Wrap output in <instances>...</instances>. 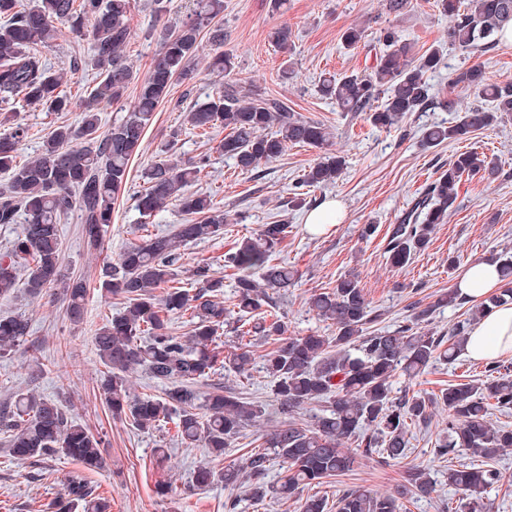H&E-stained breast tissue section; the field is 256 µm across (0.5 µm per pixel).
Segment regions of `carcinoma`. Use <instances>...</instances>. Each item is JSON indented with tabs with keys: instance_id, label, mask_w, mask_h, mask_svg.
<instances>
[{
	"instance_id": "1",
	"label": "carcinoma",
	"mask_w": 512,
	"mask_h": 512,
	"mask_svg": "<svg viewBox=\"0 0 512 512\" xmlns=\"http://www.w3.org/2000/svg\"><path fill=\"white\" fill-rule=\"evenodd\" d=\"M436 6L448 16V43L466 51L494 46L504 26L512 23V0H436ZM221 10L220 0H209L195 19L161 37L132 111L103 131L97 106L120 101L133 80L123 55L131 39V0H37L27 6L19 0H0V124L11 119L18 103L44 112H68L76 105L62 90L61 77L36 50L51 46L63 27L72 37L90 41L88 66L98 76L84 101L80 124L54 128L36 158L17 162L28 127L17 123L0 137V173L8 176L0 189V225L22 223L21 232L0 254V297L14 293L21 281L32 295L60 288L68 320L83 319L87 284L65 269L59 226L75 212L86 247L94 251L101 247L112 223V204L128 183L129 161L140 152L152 114L173 82L188 77L201 29ZM270 38L288 49L292 29L276 27ZM365 38V28L357 24L342 34L343 42L353 49L364 45ZM380 42L383 49L371 72L326 76L322 94L341 111L362 112L372 124L386 129L435 103L448 106L447 101L436 100L428 82V75L443 64L442 50L432 48L417 56L411 44L389 28L381 32ZM448 84L490 102L491 107H470L456 124L426 129L425 146L466 140L471 133L512 116V82L490 81L481 65L452 69ZM189 121L204 133L219 124L228 129L218 150L243 173L277 160L290 144L323 151L303 179L306 187L332 184L345 169L343 157L327 151L329 127L250 86L224 84L218 95L189 111ZM209 166L210 157L203 155L183 164L159 162L148 168L146 187L136 196L140 218L155 216L174 200L190 219L168 233L129 244L105 268L103 288L121 297L124 307L99 329L93 345L106 367L99 392L112 416L128 418L147 431L171 420L182 443L189 447L200 443L220 458L242 428L260 417L261 409L219 385L209 393L197 387L219 364L240 375L249 373L253 365L248 343H237L227 354L222 351L224 278L213 276L203 264L195 270L198 291L191 294L179 286V247L224 234V210L209 195L186 193ZM498 173L495 161L483 152L471 149L456 155L392 225L386 247L390 265L401 268L427 247L434 225L446 223L462 181L494 180ZM287 236L288 225L263 224L224 257L226 267L233 270V307L240 314L235 332L241 339L274 338V347L263 355V369L274 382L284 421L266 434L262 449L251 453L245 466L200 467L197 487L247 481L254 499L280 502L298 498L309 485L351 471L358 453L377 455L380 465L400 463L408 457L410 428L428 422L430 409L439 403L448 408V432L437 442V457L448 460L467 450L495 460L512 448V427H495L488 421L491 409L512 408V375L499 361L486 363L485 379L450 384L433 396L406 392L395 397L391 381L398 372L413 379L437 359L455 361L468 331L488 307L512 302L511 252L493 260L502 282L500 291L470 308V317L454 324L446 337L416 332L414 325L428 321L435 305L466 304L458 289L440 295L433 306L414 307L411 324L370 331L368 325L379 315L350 275L309 301L310 309L335 327V335L288 336L282 320L270 311L274 303L270 293L288 290L299 278L297 269L274 258ZM256 273L263 284L254 280ZM176 314L188 317L189 335L170 333V317ZM29 333L25 316L0 315V355L26 342ZM138 366L172 387L162 397L132 395L125 373ZM313 403L321 409L312 423L297 422L299 411ZM365 425L375 427L376 434L363 440L362 451L345 448L346 442L360 438ZM0 434L18 460L37 462L63 455L80 464L81 470L52 503L56 512H111L110 501L94 494L85 476L106 466L101 440L68 417L60 405L19 392L0 410ZM276 459L287 464V474L279 485L268 486L263 479ZM501 480L494 466L448 468V485L465 493L455 512H483L484 494ZM430 489L425 470L413 466L392 493L378 495L363 487L345 490L338 512H402L403 501Z\"/></svg>"
}]
</instances>
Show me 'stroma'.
<instances>
[{"label":"stroma","instance_id":"stroma-1","mask_svg":"<svg viewBox=\"0 0 512 512\" xmlns=\"http://www.w3.org/2000/svg\"><path fill=\"white\" fill-rule=\"evenodd\" d=\"M196 7L197 0H164L159 12L153 0H132L133 31L124 55L134 79L121 102L101 106L103 127H111L127 114L153 63L161 31L187 21ZM214 22L223 27L224 42L214 44L209 32H201L191 79L175 82L145 129L139 155L129 163V181L113 206L103 247L88 250L75 218L61 225L64 264L89 282L83 321L73 324L65 318L62 297L56 291L34 298L20 287L10 299L0 300V314L19 313L30 324L28 342L0 357V406L16 392L28 390L57 401L69 417L103 436L106 466L91 473L89 481L98 494L110 500L112 512H300L295 501L254 500L245 486L196 488L195 470L211 462L205 448L186 447L170 422L144 432L130 421L112 418L101 400L98 387L105 367L92 341L108 317L123 307L120 298L106 296L102 269L143 233L166 232L186 220L179 207L170 204L151 218L147 227H138L134 198L144 187L142 173L150 164L208 155V175L190 190L210 194L228 216L223 237L180 248L179 279L188 290L196 289L194 271L204 263L223 276L224 296L232 298L234 280L226 274L225 254L261 225L287 224L288 237L277 258L294 266L301 278L277 296L276 310L291 336L312 331L333 335V327L310 310L308 300L334 287L345 275H357L379 315V327L391 330L409 322L414 305L432 306L438 294L456 286L461 272L449 270V257H460L466 264L512 250V119L475 131L466 143L448 141L431 148L421 144L426 128L454 125L462 110L472 104L470 97L449 86V68L478 63L490 80L512 81V44L500 42L476 53L449 46L448 18L434 0H408L398 15L389 12L387 0H287L277 12L271 10L269 0H224V10ZM353 22L365 25L371 43L381 30L394 25L414 52L444 45L445 65L428 80L435 95L447 99V107L411 113L399 127L389 130L374 126L364 114L339 111L333 100L323 97L317 88L321 75L361 72L375 63L368 50L343 47L341 35ZM283 24L293 32L287 52L277 49L269 38L272 29ZM89 48L88 41L66 35L45 51L53 70L79 101L88 98L96 82L94 70L82 64ZM219 51L232 58L230 73L210 69L209 61ZM287 68L293 74L286 80L282 72ZM230 80L286 98L295 112L325 123L333 133L332 152L346 160L341 178L310 189L303 206L297 207L293 200L304 174L320 155L318 149L291 145L276 161L260 165L257 173L239 172L233 160L217 149L224 128L216 127L203 136L188 118L194 104L205 101ZM80 117L77 108L69 112L22 108L15 119L28 126L29 136L19 152V162L34 159L56 126L78 124ZM470 145L499 159V178L463 183L447 223L436 225L427 248L415 254L407 266L392 267L385 254L389 225ZM330 199L342 206L340 223L310 230L306 225L309 210ZM365 224L374 225L371 236H361L359 229ZM484 368L483 362L462 355L451 363L437 361L411 380L395 376L393 388L436 394L448 384L481 378ZM217 383L242 392L263 409L262 416L224 451L225 464L240 466L263 435L282 422L273 384L258 362L248 376L221 370L200 380L199 386L205 391ZM447 427V410L435 408L427 426L410 430V451L404 463L380 465L363 457L353 471L312 487L311 492L331 503L353 486L389 493L401 482L406 468L415 465L429 472L433 490L407 503L406 512H448L449 504L457 503L462 493L449 487L448 465L434 454ZM159 448L168 456L162 467L156 463ZM77 469L76 462L64 456L19 461L0 445V512H45L46 505L61 496L67 476ZM161 480L169 485L164 497L155 492Z\"/></svg>","mask_w":512,"mask_h":512}]
</instances>
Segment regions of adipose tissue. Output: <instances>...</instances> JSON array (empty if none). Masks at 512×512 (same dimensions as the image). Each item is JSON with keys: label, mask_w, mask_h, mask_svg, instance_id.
<instances>
[{"label": "adipose tissue", "mask_w": 512, "mask_h": 512, "mask_svg": "<svg viewBox=\"0 0 512 512\" xmlns=\"http://www.w3.org/2000/svg\"><path fill=\"white\" fill-rule=\"evenodd\" d=\"M494 264L476 260L464 270L457 288L462 297L481 301L499 288ZM465 352L477 361L512 356V305L489 308L480 321L470 329Z\"/></svg>", "instance_id": "1"}]
</instances>
